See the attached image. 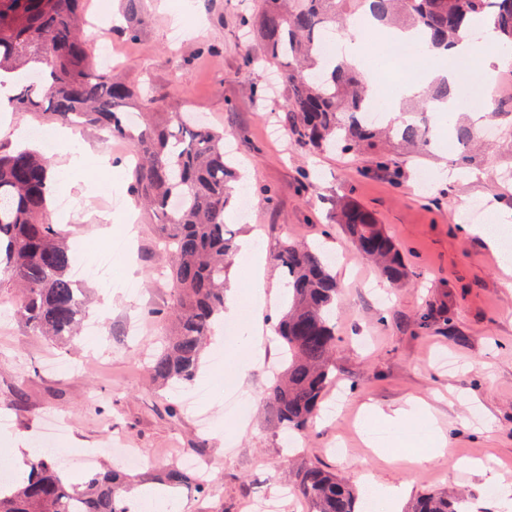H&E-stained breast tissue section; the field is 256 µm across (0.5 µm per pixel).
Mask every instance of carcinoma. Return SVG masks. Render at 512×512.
Wrapping results in <instances>:
<instances>
[{"label": "carcinoma", "mask_w": 512, "mask_h": 512, "mask_svg": "<svg viewBox=\"0 0 512 512\" xmlns=\"http://www.w3.org/2000/svg\"><path fill=\"white\" fill-rule=\"evenodd\" d=\"M140 3L125 0L131 38L147 23ZM482 17L493 22L494 46L512 48V0H258L246 35L266 62L283 66L281 123L298 145L314 152L368 151L386 170L392 158L382 148L384 137L391 134L418 151L429 146L430 128L417 121L384 128L366 121L370 99L361 74L322 56V31L367 18L383 29L417 30L430 53L450 47L462 32L472 34ZM82 20V0H0V69L39 64L21 78L12 103L44 121L86 125L113 136L126 134L130 120L136 126L130 191L167 245L173 291L162 344L148 369L175 389L196 378L207 342L224 317L226 259L236 250L225 214L232 202L229 183L238 176L226 160L224 134L192 116L135 111V90L112 71L93 66ZM454 95L448 81L439 79L428 86L426 101L446 102ZM455 137L462 146L457 165L473 166L475 128L458 123ZM50 170V160L38 151L0 149V288L18 290L14 314L29 328L64 340L77 334L85 300L71 279L72 258L62 234L48 219ZM337 223L387 282L408 278L404 256L373 213L347 202ZM273 259L286 287L276 331L287 367L269 399L284 428L301 431L333 381L331 316L338 283L330 256L317 246L285 240ZM438 320L448 321V310L428 307L417 325L427 329ZM130 481L113 467L75 482L53 455L43 453L0 491V512H131ZM297 491L310 512H359L356 488L317 466L300 471ZM411 512L460 510L448 497L429 493L417 498Z\"/></svg>", "instance_id": "carcinoma-1"}]
</instances>
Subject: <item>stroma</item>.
Listing matches in <instances>:
<instances>
[{"mask_svg":"<svg viewBox=\"0 0 512 512\" xmlns=\"http://www.w3.org/2000/svg\"><path fill=\"white\" fill-rule=\"evenodd\" d=\"M180 14L176 0H141L148 18L141 34L128 38L124 0H85L94 55L110 48L141 100L165 112H196L224 133V149L242 174L235 193L252 206H231L226 222L236 240L253 238L265 252V311L262 322L236 317L248 333L234 341L215 333L188 391H201L198 406L210 417L208 433L196 429L179 394L151 376L148 358L162 333L156 311L168 309L172 284L167 256L154 225L130 192L131 167L108 155L103 135L72 130L67 144L48 146L57 125L39 124L26 111L0 114V147L25 131L44 150L56 178L52 220L66 235L75 259L91 262L110 239L121 236L128 215L137 223L134 254L115 255L108 278L86 276L90 294L88 330L72 342L54 344L21 320L0 330V416L11 429L0 432V455L28 449L38 455L53 448L92 450L95 467L120 465L111 442L156 455L137 469L143 486L182 452L202 449L212 463L213 489L193 486L165 496V512H255L270 495H280V512H308L296 490L299 471L310 465L336 474L359 491L369 484L404 489L405 500L426 493L463 496L467 512H501L490 491L489 472L512 483V275L492 262V249L470 229L466 206L480 202L489 218L512 212V139L504 130L484 137L470 171L443 177L454 166L448 148L453 125L431 115L435 140L419 153L393 152V172L380 171L372 154L300 148L281 126L285 89L259 59L257 45L243 37L244 19L257 0H195ZM433 179L420 186L422 172ZM80 202L65 214V199ZM346 202L376 215L405 256L409 277L386 284L334 222ZM321 246L340 256L333 317L336 385L327 399L338 412L318 417L298 439L287 433L269 400L274 367L281 364L275 332L282 312L281 272L272 259L282 241ZM447 306L449 323L417 328L427 306ZM257 333L264 356L245 358L250 333ZM223 369H213V355ZM253 395L249 414L228 412L232 395ZM415 397L430 406L448 451L407 463L368 446L361 430L366 407L391 411ZM68 423L54 434L52 417ZM341 444L343 454L329 453Z\"/></svg>","mask_w":512,"mask_h":512,"instance_id":"1","label":"stroma"}]
</instances>
